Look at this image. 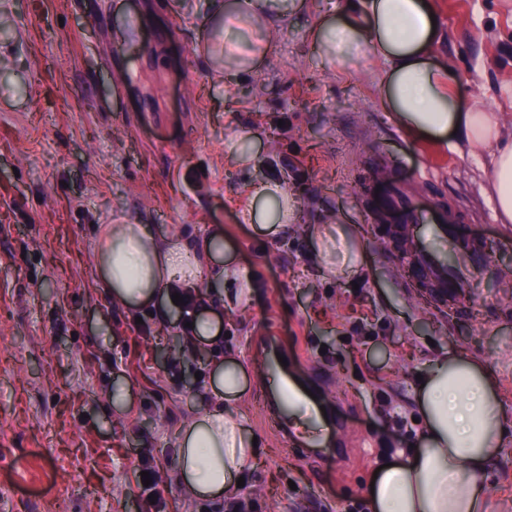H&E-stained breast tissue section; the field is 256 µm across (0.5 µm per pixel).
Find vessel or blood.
<instances>
[{
	"instance_id": "1",
	"label": "vessel or blood",
	"mask_w": 512,
	"mask_h": 512,
	"mask_svg": "<svg viewBox=\"0 0 512 512\" xmlns=\"http://www.w3.org/2000/svg\"><path fill=\"white\" fill-rule=\"evenodd\" d=\"M384 204L415 243L413 273L427 279L436 296H453L464 291L466 276L485 260L483 245L461 239L456 231L455 217L414 206L403 186L393 185ZM279 372L278 362L268 363L267 373L274 376L275 388L267 406V421L284 440L292 442L296 436L288 427V413L294 402L300 401L301 395L287 379L280 377Z\"/></svg>"
}]
</instances>
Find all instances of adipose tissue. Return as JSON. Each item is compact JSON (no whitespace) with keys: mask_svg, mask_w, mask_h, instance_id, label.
Wrapping results in <instances>:
<instances>
[{"mask_svg":"<svg viewBox=\"0 0 512 512\" xmlns=\"http://www.w3.org/2000/svg\"><path fill=\"white\" fill-rule=\"evenodd\" d=\"M275 0H217L207 36L235 33L248 50L224 52L229 76L260 73L272 36L288 23ZM430 0H352L340 18L325 17L310 30L313 48L329 58L353 45L365 46L385 69L383 101L410 133L444 138L449 133L471 143H494V207L502 223L512 222V140L499 141L492 113L479 105L462 107L453 70L431 61L438 32ZM247 219L269 240L278 238L299 213L279 183L253 188ZM310 246L322 275L348 278L360 270L361 238L345 226L312 228ZM95 265L113 303L126 311L160 308L183 292L196 306L190 331L212 343L223 332L222 318L200 303L202 287H218L239 277L221 230L200 237L157 235L148 224H105L94 251ZM248 375L229 358L212 369L210 400L184 425L178 441V479L196 499L237 493V480L261 457L241 409ZM496 383L482 363L468 355H442L427 365L416 400L423 420L419 447L401 462L379 470L369 497L372 512H490L485 477L512 433V412L496 395Z\"/></svg>","mask_w":512,"mask_h":512,"instance_id":"adipose-tissue-1","label":"adipose tissue"}]
</instances>
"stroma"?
Listing matches in <instances>:
<instances>
[{
	"label": "stroma",
	"mask_w": 512,
	"mask_h": 512,
	"mask_svg": "<svg viewBox=\"0 0 512 512\" xmlns=\"http://www.w3.org/2000/svg\"><path fill=\"white\" fill-rule=\"evenodd\" d=\"M212 2L0 0V512H226L181 492L176 441L227 357L249 370L243 404L264 448L241 489L256 512H371L376 467L420 439L413 384L435 357L481 359L512 410V223L494 210L492 146L409 134L382 100L380 59L315 53L309 31L339 17L341 0L291 15L259 75L218 79L202 41ZM432 3L433 62L511 138L512 0ZM238 145L249 165L234 162ZM381 167L417 204L463 214L459 235L485 246L489 271L455 305L407 274L391 222L369 223ZM269 180L300 212L273 243L244 219L250 186ZM105 224L188 237L221 227L253 285L214 292L226 338L191 345L169 301L137 315L113 305L94 262ZM311 224L362 230L355 280L316 274ZM266 337L344 420V467L335 448L316 464L268 426ZM121 386L132 395L118 406ZM150 457L161 511L134 481ZM486 481L491 512H512V440Z\"/></svg>",
	"instance_id": "stroma-1"
}]
</instances>
